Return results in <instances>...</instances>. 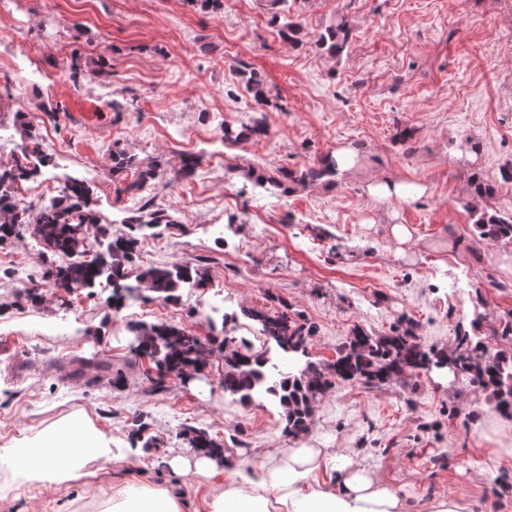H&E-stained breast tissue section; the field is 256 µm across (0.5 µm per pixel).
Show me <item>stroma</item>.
I'll return each mask as SVG.
<instances>
[{
	"mask_svg": "<svg viewBox=\"0 0 512 512\" xmlns=\"http://www.w3.org/2000/svg\"><path fill=\"white\" fill-rule=\"evenodd\" d=\"M288 9L303 24L294 46L271 25L268 0H224L218 12L188 0H0V133L16 147L33 138L50 159L18 207L81 179L119 235L154 198L172 222L146 240L138 265H197L209 278L178 301L117 310L105 290L55 288L48 271L58 259L29 233L0 246V447L81 410L114 455L90 462L86 481L0 470V512H99L126 478L121 459L139 418L159 440L139 451L140 482L180 486L190 512H203L224 474L172 471L169 459L189 452L186 429L223 440L232 462L293 444L276 406L225 395L219 354L195 379L153 393L132 359L128 321L204 337L209 318L285 302L313 324L309 351L327 361L356 327L383 335L409 318L424 347L445 349L475 311L492 321L512 312V245L478 240L466 208L474 165L497 182L489 206L512 207V183L498 180L512 164V0H288ZM339 12L352 31L332 58L314 41ZM100 64L109 82L72 81ZM251 73L265 102L246 90ZM57 106L65 116H50ZM257 121L265 134L225 142V127ZM406 127L408 145L396 137ZM345 144L355 162L328 180L268 192L246 176L275 177ZM116 150L144 167L172 171L190 156L197 164L167 188L131 195L112 172ZM375 180L426 191L379 202L367 193ZM394 224L408 225V243L391 238ZM30 287L42 303H16ZM98 361L122 371L121 386ZM496 425L484 394L430 374L380 388L336 384L309 434L354 449L418 504L461 495L471 512H512V454L488 440Z\"/></svg>",
	"mask_w": 512,
	"mask_h": 512,
	"instance_id": "35a3bbf8",
	"label": "stroma"
}]
</instances>
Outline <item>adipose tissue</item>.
Returning <instances> with one entry per match:
<instances>
[{"mask_svg":"<svg viewBox=\"0 0 512 512\" xmlns=\"http://www.w3.org/2000/svg\"><path fill=\"white\" fill-rule=\"evenodd\" d=\"M110 441L81 411L45 429L37 440L0 448V463L19 477L75 480L89 461L112 459ZM177 473L223 470L224 484L206 503L208 512H417L416 506L350 448H319L312 439L243 467L207 457H176ZM179 487L151 489L135 480L113 490L103 512H184Z\"/></svg>","mask_w":512,"mask_h":512,"instance_id":"obj_1","label":"adipose tissue"}]
</instances>
